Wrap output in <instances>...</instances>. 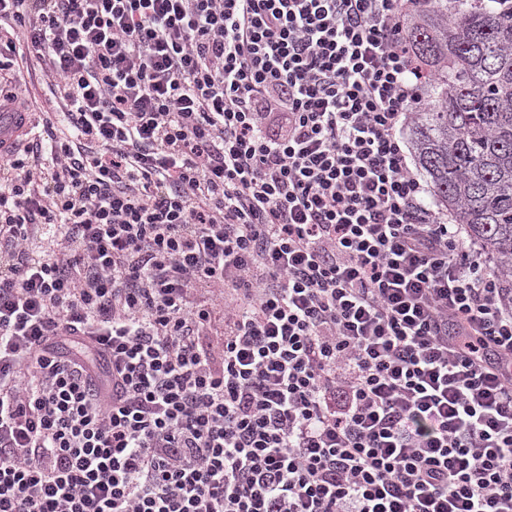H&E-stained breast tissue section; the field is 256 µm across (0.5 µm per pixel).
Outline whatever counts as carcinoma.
I'll use <instances>...</instances> for the list:
<instances>
[{"instance_id": "cac0c4a2", "label": "carcinoma", "mask_w": 512, "mask_h": 512, "mask_svg": "<svg viewBox=\"0 0 512 512\" xmlns=\"http://www.w3.org/2000/svg\"><path fill=\"white\" fill-rule=\"evenodd\" d=\"M419 2L405 38L435 104L410 126L416 161L512 301V0Z\"/></svg>"}]
</instances>
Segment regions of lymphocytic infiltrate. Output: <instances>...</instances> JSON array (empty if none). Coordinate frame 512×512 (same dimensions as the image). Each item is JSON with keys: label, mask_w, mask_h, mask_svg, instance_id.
Segmentation results:
<instances>
[{"label": "lymphocytic infiltrate", "mask_w": 512, "mask_h": 512, "mask_svg": "<svg viewBox=\"0 0 512 512\" xmlns=\"http://www.w3.org/2000/svg\"><path fill=\"white\" fill-rule=\"evenodd\" d=\"M410 0H0V512H512V302L409 167ZM25 83L30 93H35V96L38 100V104H34V107H31L29 111L32 112V123L34 124L33 128L37 127L38 125L39 128H41L42 124L45 123L43 120L46 117V114H43V112H51L52 110L49 109V105L47 103L49 95H45L46 91L43 89V86L40 85L38 75L33 77L30 83V78L28 77L26 71L23 70L21 79L20 77H15V79L2 81V87H5L6 89L15 93H25ZM28 112L0 113V154L15 146L18 136L27 130Z\"/></svg>", "instance_id": "1"}]
</instances>
